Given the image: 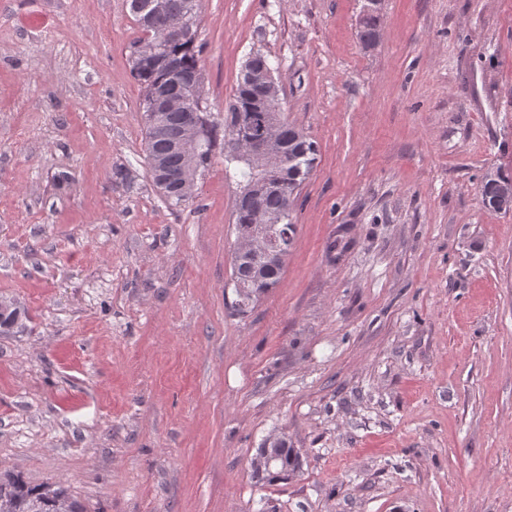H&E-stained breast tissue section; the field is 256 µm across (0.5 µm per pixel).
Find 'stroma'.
<instances>
[{
    "mask_svg": "<svg viewBox=\"0 0 512 512\" xmlns=\"http://www.w3.org/2000/svg\"><path fill=\"white\" fill-rule=\"evenodd\" d=\"M202 0L204 107L250 51L319 148L233 314L239 187L146 172L126 0H0V474L85 512H512V0ZM126 178L115 182V169ZM302 466L257 481L264 440ZM364 2V11L373 14L361 16L359 20V39L362 45L368 49L377 43L380 36L379 12L381 2L380 0H364ZM378 10L379 12L375 13ZM497 178H493L492 174L488 173L484 180L482 181V185L480 188L481 198L483 203L489 208L497 211H502L498 206H494V201L497 200L504 188L506 187V183L509 177L502 176L500 174H496Z\"/></svg>",
    "mask_w": 512,
    "mask_h": 512,
    "instance_id": "1",
    "label": "stroma"
}]
</instances>
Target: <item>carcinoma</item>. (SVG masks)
Masks as SVG:
<instances>
[{
  "instance_id": "1",
  "label": "carcinoma",
  "mask_w": 512,
  "mask_h": 512,
  "mask_svg": "<svg viewBox=\"0 0 512 512\" xmlns=\"http://www.w3.org/2000/svg\"><path fill=\"white\" fill-rule=\"evenodd\" d=\"M154 0H127L129 13L143 33V37L134 42L138 46L143 42H154L162 47V55L174 64L176 69L188 77L184 83L176 81L173 70L162 64L158 66L144 64L136 56H131L133 78L143 90V111L151 110V96L158 92H167L174 96L185 93L189 97L188 109L171 114L172 122L198 127L200 132L196 148V164L205 171L212 162L213 149L217 139L224 145L225 171L238 178L239 196L236 202L235 233L248 235L252 232V207L260 208L268 217L288 225L289 239L280 238L270 244V248L282 253V257L267 258L261 254L254 257L234 258L232 279L236 299L232 310L244 315L253 308L260 296L275 287L280 281L288 252L293 244L296 225L290 219L295 199L302 184L314 170L318 160V147L298 126L288 122L280 112H269L267 116L276 123L278 137L275 144L280 153V177L282 184L277 188L267 186L268 172L263 165L247 152L235 146L240 137L249 135V127L240 123V114L255 113L263 102L277 105L281 101V88L272 83L266 87L249 76L260 72L270 64L268 56L261 50H253L245 59L240 80L233 97L227 102L224 111V124L220 125L209 118L202 108L204 78L202 58L204 43L198 41L197 24L193 20L191 29L180 34L168 30V22L182 14L185 0H165V10L152 18L151 24L141 23V13L149 12L148 6ZM380 36L379 14L361 16L359 20V39L365 48L373 47ZM161 158L171 171H180L185 166L183 155L174 150L166 137L145 139L146 163L153 158ZM508 177L488 174L480 188L483 203L494 208ZM295 452L288 447V441L281 439L260 448L256 460L252 461L253 474L259 481L274 482L288 478L293 469ZM273 464H268V460ZM0 492L9 495L15 501L16 512H53L50 496L68 495L67 490L51 485H32L22 476L3 475Z\"/></svg>"
}]
</instances>
